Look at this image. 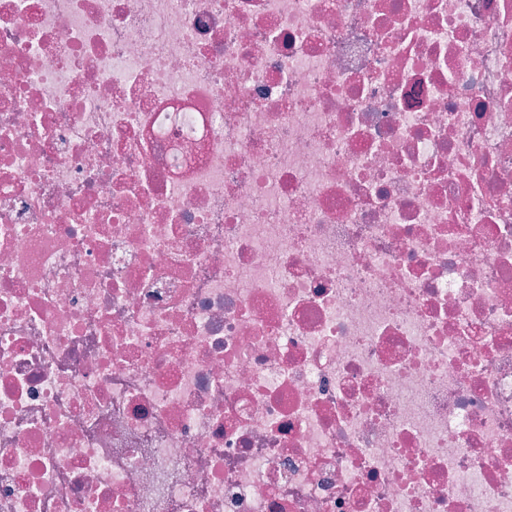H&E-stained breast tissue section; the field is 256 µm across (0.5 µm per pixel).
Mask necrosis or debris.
I'll list each match as a JSON object with an SVG mask.
<instances>
[{
  "label": "necrosis or debris",
  "instance_id": "obj_1",
  "mask_svg": "<svg viewBox=\"0 0 512 512\" xmlns=\"http://www.w3.org/2000/svg\"><path fill=\"white\" fill-rule=\"evenodd\" d=\"M0 512H512V0H0Z\"/></svg>",
  "mask_w": 512,
  "mask_h": 512
}]
</instances>
